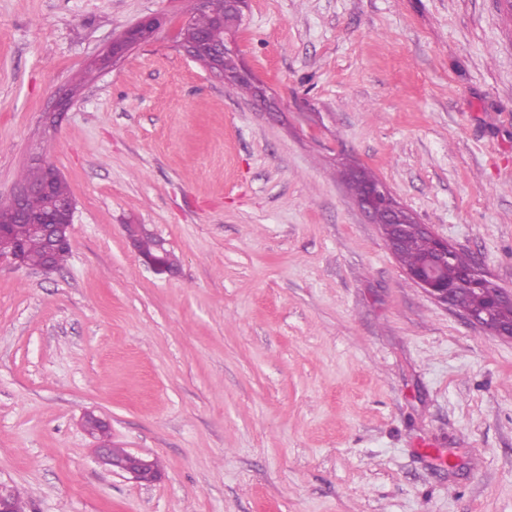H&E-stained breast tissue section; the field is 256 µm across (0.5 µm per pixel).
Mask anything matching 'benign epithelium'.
<instances>
[{"instance_id":"1","label":"benign epithelium","mask_w":512,"mask_h":512,"mask_svg":"<svg viewBox=\"0 0 512 512\" xmlns=\"http://www.w3.org/2000/svg\"><path fill=\"white\" fill-rule=\"evenodd\" d=\"M162 22L157 16H146L133 26L125 29L112 43L111 49L95 61V66L105 68L114 62L129 48L153 41ZM181 29H176L178 47L193 60L204 64L209 73L216 79L227 84L248 78L245 71L226 72L222 65L224 54L237 46L236 39L232 38L222 45L212 44L204 35L194 41L180 39ZM58 176L56 169H51L47 178L39 184L21 182L16 191L6 203L14 215V223L27 224L32 232L41 235L48 243V254L42 269L52 271L56 269L53 255L61 247H71L72 227L76 204L71 197H54L53 183ZM41 194L51 198L49 210L40 216L29 213L25 208V200L33 195ZM359 206L367 213H375V209L386 210L389 223L386 224L385 239L388 248L396 250L402 242V230L405 225L413 223L411 215L403 209L393 198L391 192L383 185L377 184L366 187ZM415 228L428 234L434 242V250L425 264L416 271L407 272L408 277L422 288L424 293L438 303L449 307H455L462 311L468 320L489 333L500 338L512 340V329L504 330L494 321V309L497 305H512V291L505 289L488 288L486 282L491 280L490 275L473 265L462 274L455 282H448L444 278V271L448 267L455 248L448 241L435 236L429 230L420 225ZM146 230L144 224H126L124 231L127 241L142 263L156 271L171 272L178 266L177 256L167 247L166 241L155 237L154 250L144 253L140 250L138 239L142 231ZM0 259L9 261L20 268L24 266L22 247L14 238L11 225L0 224ZM472 290L477 294H483L486 302L476 309L467 308L456 303L455 298L461 290ZM97 454L101 461L130 475L137 481L151 482L159 478L160 472L154 470L153 462L132 453L116 457L111 449L101 445L97 448Z\"/></svg>"}]
</instances>
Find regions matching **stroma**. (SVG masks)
I'll return each mask as SVG.
<instances>
[{
  "label": "stroma",
  "instance_id": "stroma-1",
  "mask_svg": "<svg viewBox=\"0 0 512 512\" xmlns=\"http://www.w3.org/2000/svg\"><path fill=\"white\" fill-rule=\"evenodd\" d=\"M188 5L0 0V204L38 160L76 202L61 268L0 262V487L26 512H512V341L429 298L347 177L512 290V12L247 0L261 102L177 47ZM90 412L160 479L99 462ZM162 22L157 16H146L133 26L125 29L112 43L111 49L95 61L97 68H105L129 48L153 41ZM145 224H126L124 231L127 241L142 263L156 271L172 272L178 266L177 256L167 247L166 241L146 228ZM142 231H148L154 235H147L141 238L140 247L143 251L154 250L144 253L140 250L138 239Z\"/></svg>",
  "mask_w": 512,
  "mask_h": 512
}]
</instances>
